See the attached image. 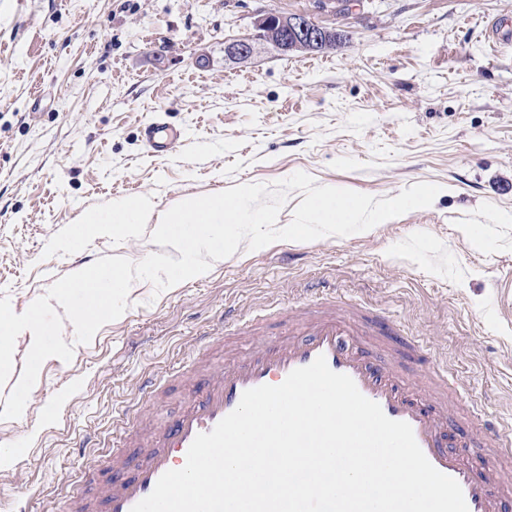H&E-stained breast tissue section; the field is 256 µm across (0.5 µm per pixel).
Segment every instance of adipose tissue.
I'll return each mask as SVG.
<instances>
[{
	"label": "adipose tissue",
	"instance_id": "ef3b65f1",
	"mask_svg": "<svg viewBox=\"0 0 512 512\" xmlns=\"http://www.w3.org/2000/svg\"><path fill=\"white\" fill-rule=\"evenodd\" d=\"M137 286L138 279L130 268L100 265L82 269L71 280L39 295L23 312L0 310V373L9 374L17 339L26 340L29 354L25 374L13 384L15 399L10 409L14 415L24 414L42 362L72 351L68 334L87 337L102 318L120 317L121 311L113 306L111 293L128 297ZM48 310L59 315V324L51 332L42 325V316Z\"/></svg>",
	"mask_w": 512,
	"mask_h": 512
}]
</instances>
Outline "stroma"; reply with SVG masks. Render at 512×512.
<instances>
[{
    "label": "stroma",
    "mask_w": 512,
    "mask_h": 512,
    "mask_svg": "<svg viewBox=\"0 0 512 512\" xmlns=\"http://www.w3.org/2000/svg\"><path fill=\"white\" fill-rule=\"evenodd\" d=\"M316 12L313 0H0V301L38 294L105 256L137 262L149 237H96L44 257L85 209L137 194L160 208L188 195L270 184L303 171L317 185L393 198L440 185L430 207L371 231L239 249L202 276L114 297L120 318L46 360L20 417L0 415V512H63L112 439V416L142 381L160 385L152 418L179 409L170 368L225 312L280 314L326 294L364 303L448 361L493 423H512V0H359L316 12L350 43L283 56L225 42L254 12ZM162 113L185 131L163 158L141 140ZM86 437L87 447H75Z\"/></svg>",
    "instance_id": "35a3bbf8"
}]
</instances>
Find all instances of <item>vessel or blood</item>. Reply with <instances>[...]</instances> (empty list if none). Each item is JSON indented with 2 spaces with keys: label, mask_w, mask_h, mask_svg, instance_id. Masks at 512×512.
<instances>
[{
  "label": "vessel or blood",
  "mask_w": 512,
  "mask_h": 512,
  "mask_svg": "<svg viewBox=\"0 0 512 512\" xmlns=\"http://www.w3.org/2000/svg\"><path fill=\"white\" fill-rule=\"evenodd\" d=\"M143 132L156 156L166 155L180 138L157 114ZM282 326L283 337L264 341L258 325H245L255 346L220 366L211 364L210 355L223 347V338L200 335L196 356L169 379L183 395L182 407L147 430L143 403L120 411L114 424L131 456L86 469L83 488L71 496L66 512H131L164 472L184 466L196 435L232 412L244 391L280 384L321 355L388 418L412 427L430 463L460 484L469 512H512V473L499 466L512 461V426L485 424L481 403L464 399L455 369L430 360L422 337L400 333L365 305L333 301L288 310Z\"/></svg>",
  "instance_id": "vessel-or-blood-1"
}]
</instances>
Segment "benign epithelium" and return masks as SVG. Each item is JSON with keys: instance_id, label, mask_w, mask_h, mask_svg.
I'll list each match as a JSON object with an SVG mask.
<instances>
[{"instance_id": "obj_1", "label": "benign epithelium", "mask_w": 512, "mask_h": 512, "mask_svg": "<svg viewBox=\"0 0 512 512\" xmlns=\"http://www.w3.org/2000/svg\"><path fill=\"white\" fill-rule=\"evenodd\" d=\"M254 23V34L225 44V57L233 60L251 58L257 40L263 31L270 28L279 32L281 48L285 51L290 49V43L293 41L303 40L314 44L321 41L327 32L326 26L317 21L313 14L306 12L282 16L274 11L261 10L257 13Z\"/></svg>"}]
</instances>
